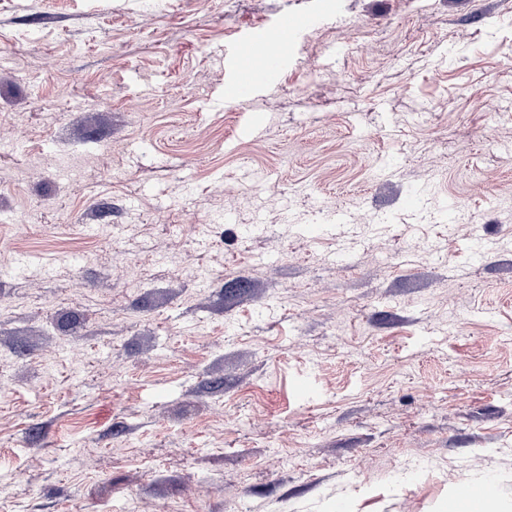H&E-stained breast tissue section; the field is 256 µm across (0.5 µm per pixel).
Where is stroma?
<instances>
[{
    "label": "stroma",
    "mask_w": 512,
    "mask_h": 512,
    "mask_svg": "<svg viewBox=\"0 0 512 512\" xmlns=\"http://www.w3.org/2000/svg\"><path fill=\"white\" fill-rule=\"evenodd\" d=\"M0 118V512H512V0H0ZM315 17L284 14L270 29L253 31L246 35L239 47L235 72L237 97H249L265 75L271 74L288 64V43L302 28L314 24ZM275 39L280 47L276 53L269 52L267 43Z\"/></svg>",
    "instance_id": "1"
}]
</instances>
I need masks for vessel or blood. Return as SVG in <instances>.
<instances>
[{
	"label": "vessel or blood",
	"mask_w": 512,
	"mask_h": 512,
	"mask_svg": "<svg viewBox=\"0 0 512 512\" xmlns=\"http://www.w3.org/2000/svg\"><path fill=\"white\" fill-rule=\"evenodd\" d=\"M314 22V17L287 13L280 16L271 28L246 35L239 47L234 79L238 97H249L262 77L285 67L292 37ZM272 39L280 44L274 53L267 48L268 41Z\"/></svg>",
	"instance_id": "obj_1"
}]
</instances>
